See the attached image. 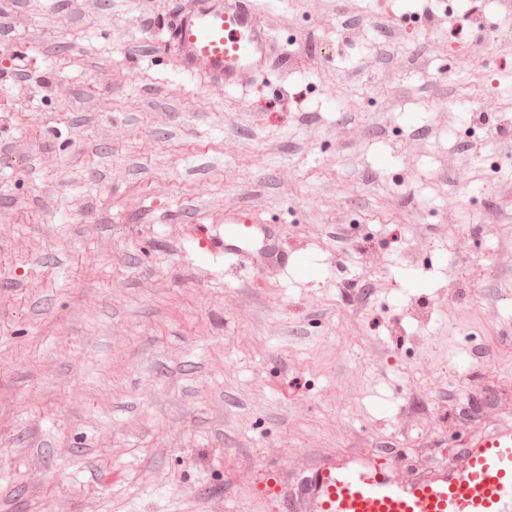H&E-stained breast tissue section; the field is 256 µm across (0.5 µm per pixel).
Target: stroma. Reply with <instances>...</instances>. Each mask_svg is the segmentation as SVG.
Returning <instances> with one entry per match:
<instances>
[{"instance_id": "stroma-1", "label": "stroma", "mask_w": 512, "mask_h": 512, "mask_svg": "<svg viewBox=\"0 0 512 512\" xmlns=\"http://www.w3.org/2000/svg\"><path fill=\"white\" fill-rule=\"evenodd\" d=\"M175 2L0 0V512H278L265 468L415 471L468 404L512 417V154L477 119L512 145L480 30L512 13L252 0L290 64L227 90L158 52ZM242 204L285 266L225 261ZM282 493V476L275 468H267L262 479L252 487V495L265 499H279V506L286 510L290 509L289 504L281 498Z\"/></svg>"}]
</instances>
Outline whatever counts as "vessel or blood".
Returning <instances> with one entry per match:
<instances>
[{
  "instance_id": "b4317fda",
  "label": "vessel or blood",
  "mask_w": 512,
  "mask_h": 512,
  "mask_svg": "<svg viewBox=\"0 0 512 512\" xmlns=\"http://www.w3.org/2000/svg\"><path fill=\"white\" fill-rule=\"evenodd\" d=\"M182 72L208 68L206 83L233 88L271 64L287 66L250 0H181L163 42ZM225 221L228 255L249 254L267 266L281 264L274 237L248 208ZM282 476L269 468L252 488L255 497L280 498ZM296 495L303 512H512V423L475 434L455 461L423 475L401 474L395 464L345 455L328 457L303 477Z\"/></svg>"
}]
</instances>
